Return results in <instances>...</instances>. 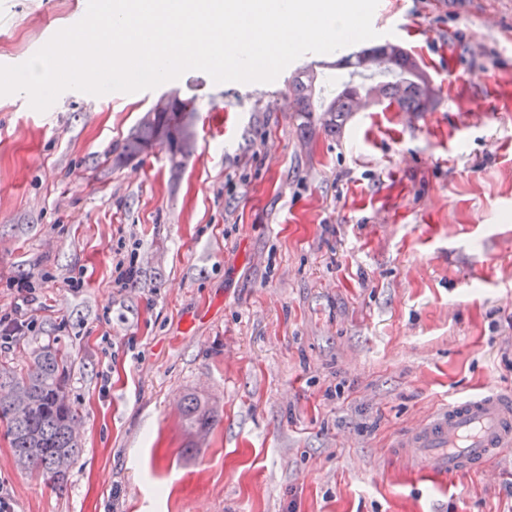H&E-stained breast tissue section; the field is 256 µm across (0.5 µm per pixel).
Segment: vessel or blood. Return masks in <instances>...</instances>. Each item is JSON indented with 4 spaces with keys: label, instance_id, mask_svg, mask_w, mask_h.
Instances as JSON below:
<instances>
[{
    "label": "vessel or blood",
    "instance_id": "1",
    "mask_svg": "<svg viewBox=\"0 0 512 512\" xmlns=\"http://www.w3.org/2000/svg\"><path fill=\"white\" fill-rule=\"evenodd\" d=\"M396 448L426 475L452 479L470 472L512 451V392L490 388L452 400L405 432Z\"/></svg>",
    "mask_w": 512,
    "mask_h": 512
}]
</instances>
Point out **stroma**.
Here are the masks:
<instances>
[{
	"mask_svg": "<svg viewBox=\"0 0 512 512\" xmlns=\"http://www.w3.org/2000/svg\"><path fill=\"white\" fill-rule=\"evenodd\" d=\"M430 78L426 112L293 110L313 67L271 83L198 70L152 90L0 96V308L31 280L26 371L59 351L78 408L63 486L17 467L11 512H512V454L447 484L395 445L452 398L512 390V0H384ZM87 0H0V65L28 60ZM194 99L182 168L113 150L162 96ZM141 280L117 291L118 241ZM83 274L73 292L65 277ZM212 416L185 428L184 397Z\"/></svg>",
	"mask_w": 512,
	"mask_h": 512,
	"instance_id": "1",
	"label": "stroma"
}]
</instances>
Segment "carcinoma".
<instances>
[{"instance_id": "carcinoma-1", "label": "carcinoma", "mask_w": 512, "mask_h": 512, "mask_svg": "<svg viewBox=\"0 0 512 512\" xmlns=\"http://www.w3.org/2000/svg\"><path fill=\"white\" fill-rule=\"evenodd\" d=\"M375 53L387 54L383 71L395 76L379 85L381 98L404 112H426L434 92L417 70V60L404 50L393 51L386 43L371 48ZM317 76L312 71L292 81L289 89L294 94L297 111L324 112L330 120L336 114L354 112L361 106L365 88L345 84L343 89L320 105L314 104ZM174 112L147 111L135 131L120 146L115 161L118 163L139 157L147 146L167 144L175 166L188 157L195 146L194 100L169 97ZM64 365L57 353L46 349L34 358L32 367L24 374L0 369V425L5 428L17 464L35 471L54 485L64 482L67 469L60 468L79 449L75 433L76 411L64 389ZM182 413L190 429L197 434L210 430L209 414L197 398H184Z\"/></svg>"}]
</instances>
